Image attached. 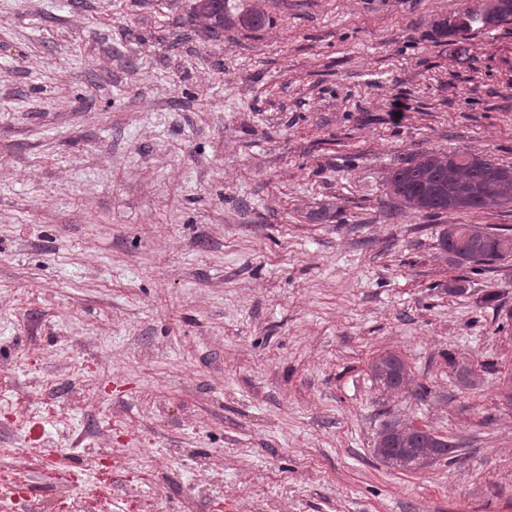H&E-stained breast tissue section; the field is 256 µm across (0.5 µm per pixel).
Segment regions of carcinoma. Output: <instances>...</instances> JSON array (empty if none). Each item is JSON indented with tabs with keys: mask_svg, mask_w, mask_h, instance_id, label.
I'll list each match as a JSON object with an SVG mask.
<instances>
[{
	"mask_svg": "<svg viewBox=\"0 0 512 512\" xmlns=\"http://www.w3.org/2000/svg\"><path fill=\"white\" fill-rule=\"evenodd\" d=\"M492 15L497 24L512 21V0H492L482 9H466L456 18L472 25ZM193 17L208 31L218 35L224 25L256 29L269 21L260 7L236 17L227 10V0H195ZM389 189L401 206L418 213L439 214L448 211L476 212L497 201L512 204V168L495 161L492 155H470L440 151H422L399 159L388 179ZM440 249L457 266H491L512 257V235L499 233L479 224H450L441 229ZM373 379L388 390L406 386L411 370L395 352L378 355L370 364ZM456 445L428 430L406 426L396 419L382 425L374 440V458L396 470L413 471L442 457L453 462Z\"/></svg>",
	"mask_w": 512,
	"mask_h": 512,
	"instance_id": "cac0c4a2",
	"label": "carcinoma"
}]
</instances>
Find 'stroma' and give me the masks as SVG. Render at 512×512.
I'll use <instances>...</instances> for the list:
<instances>
[{
    "instance_id": "1",
    "label": "stroma",
    "mask_w": 512,
    "mask_h": 512,
    "mask_svg": "<svg viewBox=\"0 0 512 512\" xmlns=\"http://www.w3.org/2000/svg\"><path fill=\"white\" fill-rule=\"evenodd\" d=\"M481 2L266 0L214 37L193 0H0V512H512V258L438 246L512 204L387 189L422 150L512 167V23L435 36ZM391 419L455 462L380 464ZM373 379L384 389L404 388L411 378V370L405 360L395 352L378 355L370 364Z\"/></svg>"
}]
</instances>
